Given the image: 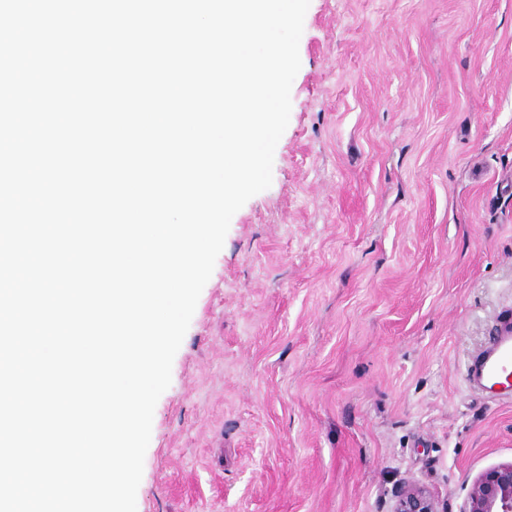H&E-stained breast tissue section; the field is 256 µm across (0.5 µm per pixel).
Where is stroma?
<instances>
[{
  "instance_id": "stroma-1",
  "label": "stroma",
  "mask_w": 512,
  "mask_h": 512,
  "mask_svg": "<svg viewBox=\"0 0 512 512\" xmlns=\"http://www.w3.org/2000/svg\"><path fill=\"white\" fill-rule=\"evenodd\" d=\"M270 187L233 216L137 512H460L512 462L463 368L512 309V0H310ZM392 512H445L438 500L424 486L406 483L396 493Z\"/></svg>"
}]
</instances>
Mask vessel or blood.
<instances>
[{"label":"vessel or blood","instance_id":"vessel-or-blood-1","mask_svg":"<svg viewBox=\"0 0 512 512\" xmlns=\"http://www.w3.org/2000/svg\"><path fill=\"white\" fill-rule=\"evenodd\" d=\"M470 391L483 398L512 403V313H502L491 336L465 366Z\"/></svg>","mask_w":512,"mask_h":512}]
</instances>
